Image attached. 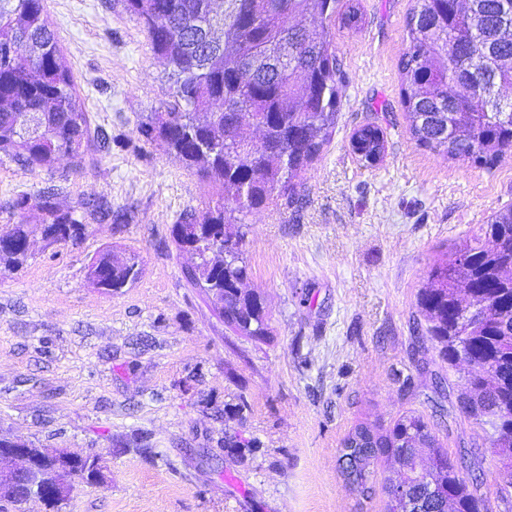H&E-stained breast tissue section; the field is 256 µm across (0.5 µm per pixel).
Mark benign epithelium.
<instances>
[{"instance_id":"obj_1","label":"benign epithelium","mask_w":512,"mask_h":512,"mask_svg":"<svg viewBox=\"0 0 512 512\" xmlns=\"http://www.w3.org/2000/svg\"><path fill=\"white\" fill-rule=\"evenodd\" d=\"M46 479L55 483L51 503L58 505L71 495L75 482L104 485L109 474L96 455H75L62 449L36 454L23 446L0 448V495L11 491L17 482L37 488Z\"/></svg>"}]
</instances>
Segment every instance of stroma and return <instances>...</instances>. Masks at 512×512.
<instances>
[{
  "instance_id": "stroma-1",
  "label": "stroma",
  "mask_w": 512,
  "mask_h": 512,
  "mask_svg": "<svg viewBox=\"0 0 512 512\" xmlns=\"http://www.w3.org/2000/svg\"><path fill=\"white\" fill-rule=\"evenodd\" d=\"M45 5L92 125L112 138L80 169L68 157L49 170L0 161V203L52 185L87 226L52 243L27 215L32 254L0 271V438L98 455L110 473L105 486L75 485L62 512H385L393 462L361 490L342 470L343 442L409 411L489 512H512L458 401L465 381L417 306L430 267L512 206V154L489 171L417 146L399 70L414 0H358L361 25L336 31L344 83L330 142L293 201L246 217L245 287L264 300L263 340L235 333L185 278L193 259L170 227L204 209L208 188L138 133L167 87L145 32L121 0ZM374 116L386 148L370 165L351 138ZM101 197L122 223L90 209ZM107 246L141 266L114 293L88 275Z\"/></svg>"
}]
</instances>
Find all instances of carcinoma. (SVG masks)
<instances>
[{"label": "carcinoma", "instance_id": "carcinoma-1", "mask_svg": "<svg viewBox=\"0 0 512 512\" xmlns=\"http://www.w3.org/2000/svg\"><path fill=\"white\" fill-rule=\"evenodd\" d=\"M289 14L266 0H235L226 14L214 0H124L125 11L145 31L168 82L157 111L139 133L163 142L184 167L214 190V205L179 216L170 236L195 255L185 277L208 295L234 331L254 338L270 334L262 297L242 288L247 277L246 213L274 197L291 198L295 178L330 140L341 102L343 74L336 54V16L350 27L361 15L341 0H288ZM319 25L297 22L313 7ZM400 61L402 102L416 144L493 169L512 145V101L504 100L512 61V0H415L406 20ZM477 73L471 93L452 89ZM267 130L253 142L240 132L241 116ZM354 153L366 162L384 152V130L358 128ZM112 137L91 127L63 63L58 36L44 0H0V156L31 169H50L60 156L82 164L110 150ZM57 192L19 194L3 209L20 217L43 216L44 237L76 241L85 233L76 211L61 210ZM512 256V207L494 213L459 247L450 262L433 265L417 305L429 336L448 368L469 364L462 408L480 425L497 458L501 494L512 493V436L505 411L512 406V263L493 279L481 271L499 253ZM30 257L26 225L0 227V265L22 267ZM141 273L136 257L107 248L89 266L101 288L118 292ZM432 449L421 468V448ZM382 457L399 466L385 485L387 512H484L461 468L436 440L424 417L405 414L382 432L358 425L344 441L342 467L367 488ZM409 487L408 504L396 489Z\"/></svg>", "mask_w": 512, "mask_h": 512}]
</instances>
